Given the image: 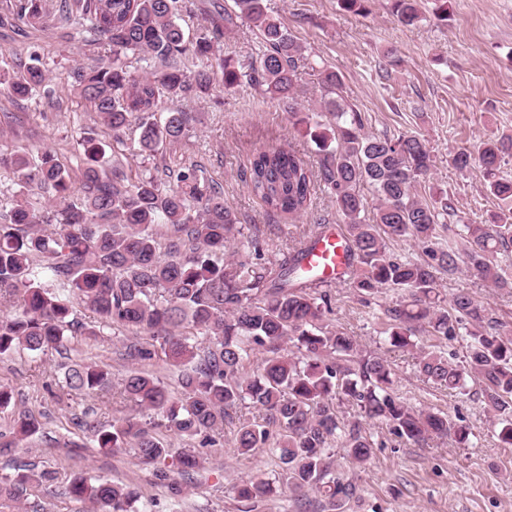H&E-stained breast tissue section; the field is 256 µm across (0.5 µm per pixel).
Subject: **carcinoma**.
Here are the masks:
<instances>
[{
	"label": "carcinoma",
	"mask_w": 512,
	"mask_h": 512,
	"mask_svg": "<svg viewBox=\"0 0 512 512\" xmlns=\"http://www.w3.org/2000/svg\"><path fill=\"white\" fill-rule=\"evenodd\" d=\"M190 8L188 0H59L61 13L76 14L112 45V61L76 69L74 90L92 105L115 147L142 164L134 168L107 156V144L93 131L76 141L84 156L77 173L48 148H0V165L12 170L16 186L10 208L0 211V355L60 352L77 336L96 339L116 329L133 335L125 350L131 360L179 369L175 396L140 369L121 380L112 402L131 403L140 415L115 416L104 425L86 413L76 422L102 451H128L152 466L179 499L183 481L203 468L200 449L224 447L226 421H238L239 455L265 448L279 468L273 478L256 473L242 480L237 498L267 499L281 481L298 499L321 495L334 512L355 494V485L338 472L336 448L356 465L365 464L373 448L340 414L343 400L410 444L448 436L458 448L471 445L470 429L450 415L401 400L387 361L361 354L357 341L334 323L324 283L301 270L304 248L265 260L257 234L201 166L143 165L172 153L195 128L198 116L180 108V101L245 82L283 106L319 158L314 167L291 147L256 151L251 193L268 212L296 217L308 213L317 191L329 195L344 220L350 288L364 299L389 288L400 292L385 310L384 341L412 352L421 335L447 339L465 331L462 362L422 349L417 371L450 393L470 382L478 387L500 446L512 448V334L471 293L462 290L447 301L440 292L443 277L463 266L491 288L512 289V270L498 261L512 250V179L499 175L512 137L452 157L460 171L479 162L487 193L502 203L492 223L464 225L458 247L438 233L448 214L447 191L422 192L433 166L424 139L365 132L361 114L340 95V75L324 67L318 106L301 110L299 63H319L269 14L266 0L204 8L205 25L193 34L178 23ZM391 13L408 28L423 20L419 0H391ZM17 18L47 22L45 0H20ZM239 19L252 25L258 51L236 60L222 54L221 39ZM131 55L149 70H130ZM45 79L33 56L22 72L0 69V90L23 98ZM364 184L377 199L370 218L360 193ZM35 193L50 200L49 207H35ZM396 239L422 245L425 258L391 256L388 243ZM81 303L94 313V323L77 317ZM256 357V366L247 368ZM110 387V372L84 361L67 366L61 385L89 393ZM250 405L261 411L259 418H243ZM40 429L33 412L18 413L0 452ZM168 432L184 447L165 441ZM54 480L49 471L18 465L13 475L0 477V512H20L50 492ZM65 494L87 504L88 512H151L152 502L126 484L77 475Z\"/></svg>",
	"instance_id": "carcinoma-1"
}]
</instances>
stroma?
<instances>
[{"label":"stroma","instance_id":"stroma-1","mask_svg":"<svg viewBox=\"0 0 512 512\" xmlns=\"http://www.w3.org/2000/svg\"><path fill=\"white\" fill-rule=\"evenodd\" d=\"M16 3L0 0V67L22 70L35 55L46 81L26 98L0 92V143L48 148L67 168L78 169L83 160L74 144L98 123L91 105L74 93L73 73L108 61L112 48L55 17L42 25L23 24L15 17ZM267 6L318 62L340 74L342 94L364 117L366 131L426 140L434 160L426 183L446 189L455 209L441 237H454L462 224L488 223L498 202L484 193L481 168L457 171L451 157L461 149L476 150L487 138L512 135V0H448L444 21L434 16L436 0H424L425 19L415 28L397 22L390 0H369L366 12L359 14L342 10L338 0H267ZM390 51L399 64L384 79L379 66ZM182 106L201 113L202 121L178 148L176 159L205 168L223 190L225 203L242 223L255 227L266 258H278L290 239H302L312 225L340 224L336 206L325 194H318L312 210L294 220L269 213L247 187L256 150L283 145L309 162L317 160L312 145L294 132L276 101L244 84L184 100ZM461 289L488 302L503 329L512 330L511 292L487 287L466 271L442 285L447 296ZM331 295L336 324L364 351L388 361L401 399L417 409L463 419L474 434L468 448L455 447L448 439L419 448L362 418L351 402H341V415L359 424L374 443L366 465L341 464L342 477L356 487L342 512H512V448L500 447L481 396L433 386L417 373L412 353L381 340L384 311L397 292L366 302L337 284ZM128 341V336L109 332L95 341H75L61 353L36 357L21 351L0 358V385L13 393L10 406L0 410V432L10 429L22 409L39 413L41 421L30 442L0 455V477L12 475L22 462L53 471L56 490L42 500L47 512H80V503L60 492L76 475L134 485L154 501L155 512H171L168 489L152 468L125 452H101L74 425V417L85 411L100 423L110 422L120 412L110 396L58 388L63 365L83 358L106 366L113 381H120L135 367L123 357ZM236 430V424H225L223 449L208 451L204 469L189 483L185 512H322L317 496L298 501L285 489L258 505L237 499L234 485L258 470L273 473L275 464L262 448L248 458L238 455Z\"/></svg>","mask_w":512,"mask_h":512}]
</instances>
